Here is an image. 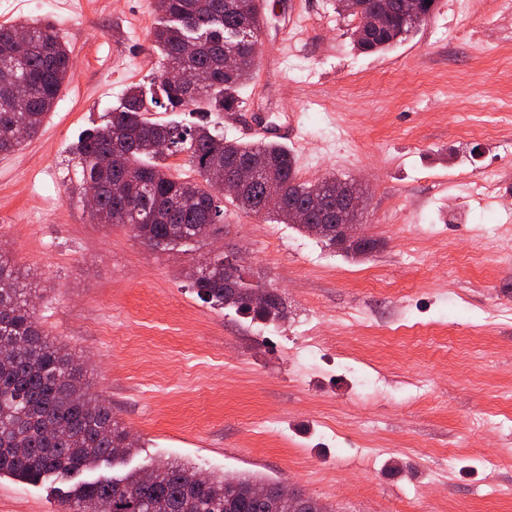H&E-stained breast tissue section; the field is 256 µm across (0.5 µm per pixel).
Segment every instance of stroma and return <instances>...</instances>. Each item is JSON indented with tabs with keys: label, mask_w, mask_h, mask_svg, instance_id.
<instances>
[{
	"label": "stroma",
	"mask_w": 512,
	"mask_h": 512,
	"mask_svg": "<svg viewBox=\"0 0 512 512\" xmlns=\"http://www.w3.org/2000/svg\"><path fill=\"white\" fill-rule=\"evenodd\" d=\"M265 17L242 103L219 125L232 141L249 121L295 128L301 180L365 189L372 255L229 203L215 233L168 250L92 222L70 194V148L162 73L156 0H0V24L49 22L73 59L36 135L0 154V258L37 282L41 331L138 439L126 468L254 474L332 512H512V465L489 466L512 456V14L435 0L375 54L334 0H280ZM489 170L495 191L472 196L467 177ZM237 249L282 321L191 288L205 259ZM62 510L46 486L0 478V512Z\"/></svg>",
	"instance_id": "35a3bbf8"
}]
</instances>
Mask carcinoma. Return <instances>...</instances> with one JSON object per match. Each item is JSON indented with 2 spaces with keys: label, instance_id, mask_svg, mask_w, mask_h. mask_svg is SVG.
Returning a JSON list of instances; mask_svg holds the SVG:
<instances>
[{
  "label": "carcinoma",
  "instance_id": "obj_1",
  "mask_svg": "<svg viewBox=\"0 0 512 512\" xmlns=\"http://www.w3.org/2000/svg\"><path fill=\"white\" fill-rule=\"evenodd\" d=\"M363 5L371 21L355 42L364 53L388 50L416 28L400 16L401 0H336V10L347 13L349 2ZM160 21L153 42L165 61L160 75L161 97L148 96L141 84L128 87L124 101L110 112L102 127L84 131L71 153L80 168V181L71 190L83 194L88 183L102 188L100 224L128 225L148 245L166 249L198 242L224 223V208L211 191L207 171L218 165L223 176L252 163L257 179L239 196L231 197L240 210L259 214L266 196L283 198L273 212L284 224L295 223L294 207L310 212L309 224H331L336 207L346 198L314 204L334 176L314 183L298 178L288 147L276 142L229 141L217 133L210 116L239 106L240 90L254 68L261 19L254 0H157ZM26 34L23 44L16 31ZM238 55V65L224 67L226 53ZM19 58V68H0V153L16 150L40 128L54 107L66 80L70 50L47 23L0 26V60ZM195 70L201 84L186 86L181 75ZM30 87L24 110L11 93L14 80ZM169 112L202 114L192 127L154 122L146 117L150 106ZM185 152L200 180H182L159 163L157 149ZM376 240L339 246L351 258L367 257ZM221 257L206 261L192 275L191 287L205 302L265 321L285 318L279 295L261 308L248 303L247 289L224 286ZM0 477L9 476L37 485L57 483L68 512H289L288 503L256 501L252 492L267 485L251 475H213L177 460H159L144 472L129 471L112 478L91 480L85 473L113 465L130 456L137 443L112 416L104 401L90 394L81 369L69 355L40 331L30 308L31 286L19 280L0 260Z\"/></svg>",
  "mask_w": 512,
  "mask_h": 512
}]
</instances>
